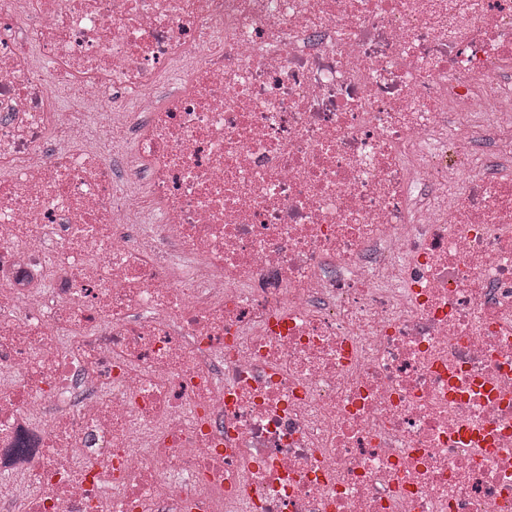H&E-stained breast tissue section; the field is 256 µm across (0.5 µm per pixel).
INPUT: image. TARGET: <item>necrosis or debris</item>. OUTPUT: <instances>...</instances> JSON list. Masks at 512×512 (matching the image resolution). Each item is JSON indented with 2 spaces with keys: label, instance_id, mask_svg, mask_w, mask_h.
<instances>
[{
  "label": "necrosis or debris",
  "instance_id": "obj_1",
  "mask_svg": "<svg viewBox=\"0 0 512 512\" xmlns=\"http://www.w3.org/2000/svg\"><path fill=\"white\" fill-rule=\"evenodd\" d=\"M18 470L0 512H512V0H0Z\"/></svg>",
  "mask_w": 512,
  "mask_h": 512
}]
</instances>
